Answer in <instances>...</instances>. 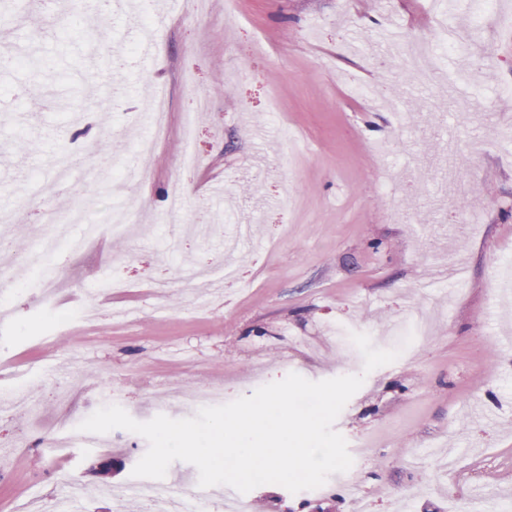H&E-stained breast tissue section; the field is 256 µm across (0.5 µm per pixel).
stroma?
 Segmentation results:
<instances>
[{"mask_svg":"<svg viewBox=\"0 0 512 512\" xmlns=\"http://www.w3.org/2000/svg\"><path fill=\"white\" fill-rule=\"evenodd\" d=\"M159 13L157 50L143 65L129 5ZM112 0L95 19L27 27L14 52L30 67L0 65V207L21 209L32 248L42 233L109 223L116 207L139 226L70 254L67 276L85 284L78 301L39 302L38 270L1 300L0 512H154L128 495L147 441L125 430L94 446L54 447L66 420L118 403L134 419L195 411L176 391L220 385L225 401L295 372L318 381L365 373L334 427L356 456L351 469L296 494L259 486L253 512H512V0L474 16L466 0ZM465 35L463 51L435 42L442 67L420 82L384 45L434 40L435 10ZM108 28L124 54L112 64L127 94L88 71L91 36ZM170 99L169 131L148 156L154 85ZM209 103L193 145L204 161L178 174L186 146L182 112L198 91ZM100 173L85 172L82 151ZM71 152L73 182L36 195L54 160ZM185 185L187 221L165 217L174 175ZM251 228L233 287L194 297L183 268L222 257L225 226ZM94 302L99 322L59 324L76 302ZM427 335L406 340L414 316ZM370 331L392 363L364 372L350 337ZM311 341L306 355L295 343Z\"/></svg>","mask_w":512,"mask_h":512,"instance_id":"35a3bbf8","label":"stroma"}]
</instances>
